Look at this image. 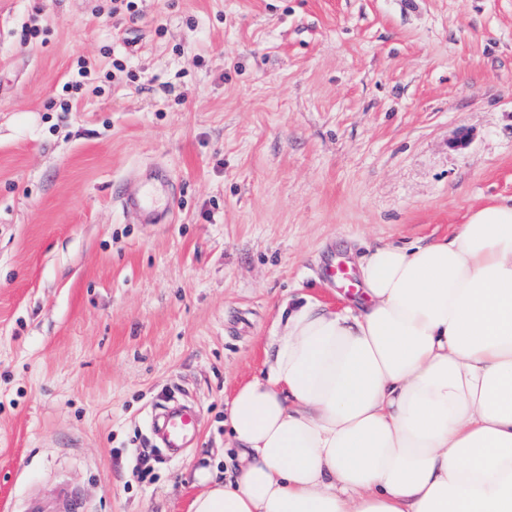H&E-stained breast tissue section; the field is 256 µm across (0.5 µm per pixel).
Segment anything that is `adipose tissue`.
<instances>
[{
	"label": "adipose tissue",
	"mask_w": 512,
	"mask_h": 512,
	"mask_svg": "<svg viewBox=\"0 0 512 512\" xmlns=\"http://www.w3.org/2000/svg\"><path fill=\"white\" fill-rule=\"evenodd\" d=\"M360 278L354 305L281 307L189 512H512V199Z\"/></svg>",
	"instance_id": "ef3b65f1"
}]
</instances>
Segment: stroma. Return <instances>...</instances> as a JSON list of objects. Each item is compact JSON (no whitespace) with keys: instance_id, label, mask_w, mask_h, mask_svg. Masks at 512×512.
Masks as SVG:
<instances>
[{"instance_id":"stroma-1","label":"stroma","mask_w":512,"mask_h":512,"mask_svg":"<svg viewBox=\"0 0 512 512\" xmlns=\"http://www.w3.org/2000/svg\"><path fill=\"white\" fill-rule=\"evenodd\" d=\"M398 2L0 0V512H189L283 303L512 197V0ZM142 185L166 223L121 208ZM150 429L169 457H178L197 434L194 413L179 405L157 408L150 418ZM83 504L78 497L64 494L58 501L49 503L37 498L28 501L25 512H83Z\"/></svg>"}]
</instances>
